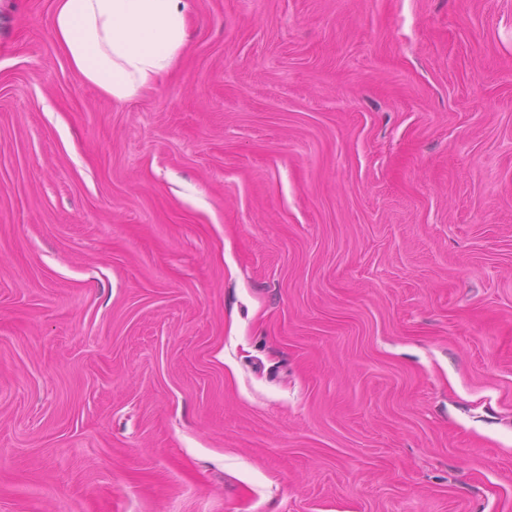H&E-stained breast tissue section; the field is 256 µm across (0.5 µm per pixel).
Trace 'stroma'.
<instances>
[{"instance_id": "1", "label": "stroma", "mask_w": 512, "mask_h": 512, "mask_svg": "<svg viewBox=\"0 0 512 512\" xmlns=\"http://www.w3.org/2000/svg\"><path fill=\"white\" fill-rule=\"evenodd\" d=\"M188 4L0 0V512H512V0ZM52 1V33L72 71L117 102L150 88L187 47V0Z\"/></svg>"}]
</instances>
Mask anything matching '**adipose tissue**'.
<instances>
[{"label":"adipose tissue","instance_id":"obj_1","mask_svg":"<svg viewBox=\"0 0 512 512\" xmlns=\"http://www.w3.org/2000/svg\"><path fill=\"white\" fill-rule=\"evenodd\" d=\"M187 10V0H53L52 33L75 74L125 102L185 51Z\"/></svg>","mask_w":512,"mask_h":512}]
</instances>
